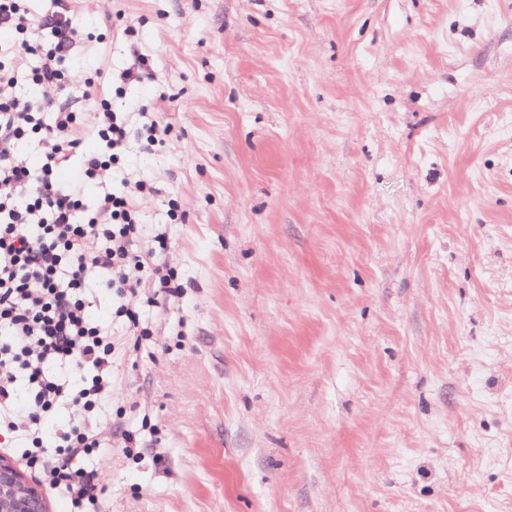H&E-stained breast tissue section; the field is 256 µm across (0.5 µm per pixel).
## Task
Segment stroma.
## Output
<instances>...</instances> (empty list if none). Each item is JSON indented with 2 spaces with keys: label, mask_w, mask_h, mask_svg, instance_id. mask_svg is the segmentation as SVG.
Wrapping results in <instances>:
<instances>
[{
  "label": "stroma",
  "mask_w": 512,
  "mask_h": 512,
  "mask_svg": "<svg viewBox=\"0 0 512 512\" xmlns=\"http://www.w3.org/2000/svg\"><path fill=\"white\" fill-rule=\"evenodd\" d=\"M65 4L183 286L139 341L87 292L114 395L40 436L97 435L100 512H512V0Z\"/></svg>",
  "instance_id": "35a3bbf8"
}]
</instances>
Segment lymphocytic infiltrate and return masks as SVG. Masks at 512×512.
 Listing matches in <instances>:
<instances>
[{
  "label": "lymphocytic infiltrate",
  "instance_id": "1",
  "mask_svg": "<svg viewBox=\"0 0 512 512\" xmlns=\"http://www.w3.org/2000/svg\"><path fill=\"white\" fill-rule=\"evenodd\" d=\"M2 28L22 40L0 49V431L35 436L44 416L59 405L86 411L112 395V343L88 316L90 279L100 278L114 291L115 314L136 336L148 333L131 304L139 289L149 283L174 296L182 286L173 271L147 267L134 248L143 233L136 217L146 181H125L104 193L83 222L80 195L57 178L60 166L78 154L84 179L97 180L118 162L127 138L125 123L106 111L98 131L105 152L80 153L78 114L55 103L52 93L73 65L74 29L58 14L34 19L17 0H0ZM31 56L39 59L31 75L36 92L20 97L16 72ZM34 134L47 148L37 169L16 156L18 144ZM51 363L92 370L90 384L71 391L66 377L48 373ZM21 385L31 391L33 404L19 421L12 398ZM98 445L96 436L74 425L59 433L54 450L28 455L26 464L46 459L41 468L49 487L81 508L106 492L96 471L75 464Z\"/></svg>",
  "mask_w": 512,
  "mask_h": 512
}]
</instances>
